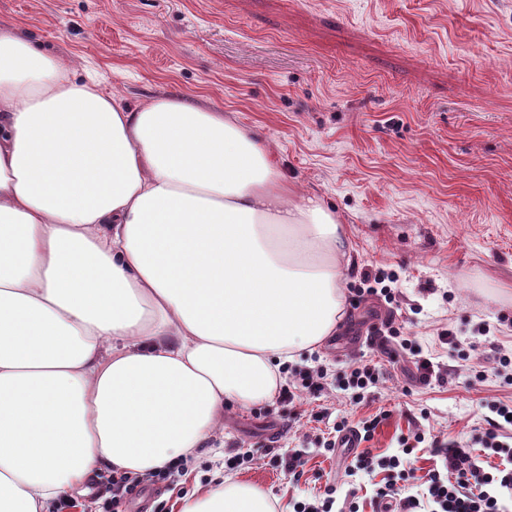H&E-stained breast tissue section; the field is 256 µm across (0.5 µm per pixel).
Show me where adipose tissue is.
<instances>
[{
  "mask_svg": "<svg viewBox=\"0 0 512 512\" xmlns=\"http://www.w3.org/2000/svg\"><path fill=\"white\" fill-rule=\"evenodd\" d=\"M349 232L222 110L143 106L0 27V512L157 472L344 317ZM181 512H274L224 478Z\"/></svg>",
  "mask_w": 512,
  "mask_h": 512,
  "instance_id": "adipose-tissue-1",
  "label": "adipose tissue"
}]
</instances>
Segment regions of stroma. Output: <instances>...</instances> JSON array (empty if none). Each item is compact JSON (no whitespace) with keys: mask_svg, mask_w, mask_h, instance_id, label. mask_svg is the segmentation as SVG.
Wrapping results in <instances>:
<instances>
[{"mask_svg":"<svg viewBox=\"0 0 512 512\" xmlns=\"http://www.w3.org/2000/svg\"><path fill=\"white\" fill-rule=\"evenodd\" d=\"M0 25L77 76L96 72L129 105L177 95L255 129L288 180L347 225L348 287L366 268L394 277L393 304L347 302L335 336L289 361V380L326 369L323 395L225 411L223 447L189 459L161 499L146 484L133 502L181 512L244 452L233 479L277 512L330 492L343 500L353 484L359 512H379L386 473L353 472L358 455L397 454L418 431L468 439L486 402L512 404L491 350L512 349V0H0ZM390 313L442 379L420 382L408 357L373 344ZM445 330L465 357L440 343ZM367 359L380 386L357 404L339 377ZM377 414L359 452L320 445L336 419ZM294 455L296 481L284 468Z\"/></svg>","mask_w":512,"mask_h":512,"instance_id":"1","label":"stroma"}]
</instances>
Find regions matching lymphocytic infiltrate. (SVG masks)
Instances as JSON below:
<instances>
[{"mask_svg": "<svg viewBox=\"0 0 512 512\" xmlns=\"http://www.w3.org/2000/svg\"><path fill=\"white\" fill-rule=\"evenodd\" d=\"M376 331L384 336L393 352L410 356L422 382L435 376L436 364L403 336L392 319H385ZM486 429L476 440L459 438L426 439L415 434L414 444L404 445L400 454L360 461L363 470L382 469L388 480L377 488L375 497L384 508L395 507L399 512H507L500 501L501 489L512 490V405L492 402L487 406ZM430 443L444 460L443 470L434 471L426 486L413 495H403L401 483L413 473L412 454L415 444ZM497 457L505 461V468L485 470V458Z\"/></svg>", "mask_w": 512, "mask_h": 512, "instance_id": "lymphocytic-infiltrate-1", "label": "lymphocytic infiltrate"}]
</instances>
